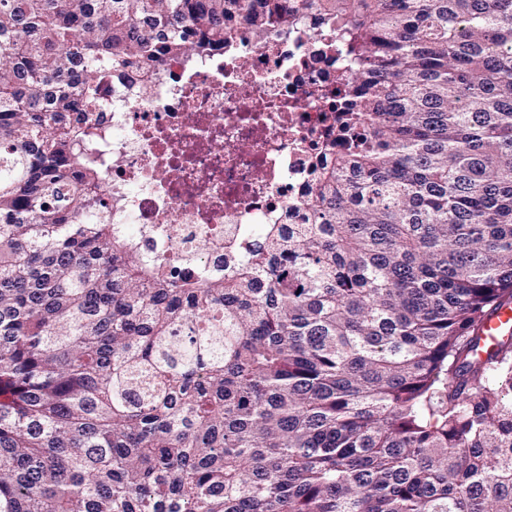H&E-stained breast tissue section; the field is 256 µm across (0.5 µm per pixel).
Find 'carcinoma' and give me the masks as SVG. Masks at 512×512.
I'll return each instance as SVG.
<instances>
[{"mask_svg":"<svg viewBox=\"0 0 512 512\" xmlns=\"http://www.w3.org/2000/svg\"><path fill=\"white\" fill-rule=\"evenodd\" d=\"M313 10L351 64L309 222L145 265L98 83ZM511 304L512 0H0V512H512ZM510 331L512 333V306L511 310L504 308L488 319L481 334L477 353L484 356L485 352L495 347L501 338H506Z\"/></svg>","mask_w":512,"mask_h":512,"instance_id":"cac0c4a2","label":"carcinoma"}]
</instances>
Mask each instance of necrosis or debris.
I'll list each match as a JSON object with an SVG mask.
<instances>
[{
    "instance_id": "1",
    "label": "necrosis or debris",
    "mask_w": 512,
    "mask_h": 512,
    "mask_svg": "<svg viewBox=\"0 0 512 512\" xmlns=\"http://www.w3.org/2000/svg\"><path fill=\"white\" fill-rule=\"evenodd\" d=\"M344 68L309 16L246 29L220 53L169 58L147 87L103 78L92 152L115 225L165 272L219 277L270 224H301L316 168L333 159L327 102Z\"/></svg>"
}]
</instances>
